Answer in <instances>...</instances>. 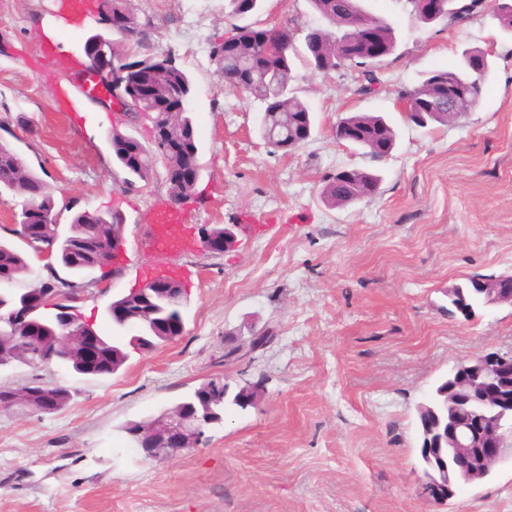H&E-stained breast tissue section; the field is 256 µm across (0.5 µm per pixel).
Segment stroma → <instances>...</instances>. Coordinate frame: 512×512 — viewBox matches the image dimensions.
Wrapping results in <instances>:
<instances>
[{
  "label": "stroma",
  "mask_w": 512,
  "mask_h": 512,
  "mask_svg": "<svg viewBox=\"0 0 512 512\" xmlns=\"http://www.w3.org/2000/svg\"><path fill=\"white\" fill-rule=\"evenodd\" d=\"M225 0H132L150 23L151 51L172 53L191 77L202 171L180 211L193 234L241 225L236 248L200 244L174 254L140 246V228L165 209L163 169L125 185L113 130L149 141V122L123 120L81 91L74 66L94 23L63 30L54 0H0V139L49 185L59 223L79 210L120 212L124 268L77 302L104 336L113 298L141 283L145 265L189 267L185 330L131 353L104 378L64 366H0V388L32 380L73 392L54 414H0V512H512V462L456 490L444 505L424 492L417 406L456 364L512 352V307L447 312L446 292L473 274L512 273V34L490 10L460 26L413 29L402 0H363L391 22L397 47L377 93L350 71L327 75L296 61L293 86L316 117L313 138L283 153L258 134L260 105L228 89L209 53L229 19ZM237 25L319 24L308 0H261ZM60 43L63 57L42 50ZM489 52L480 104L426 128L398 108V93L464 51ZM79 109L63 112L55 90ZM366 112L393 126L396 146L375 160L339 143V116ZM381 177L378 192L346 207L321 200L342 169ZM275 339L228 363L226 344ZM253 386V406L226 403L222 425L198 447L149 459L126 423L152 418L207 379Z\"/></svg>",
  "instance_id": "35a3bbf8"
}]
</instances>
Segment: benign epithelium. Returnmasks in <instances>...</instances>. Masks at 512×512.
Segmentation results:
<instances>
[{"mask_svg": "<svg viewBox=\"0 0 512 512\" xmlns=\"http://www.w3.org/2000/svg\"><path fill=\"white\" fill-rule=\"evenodd\" d=\"M454 2L456 0H415L413 16L428 22L446 18L451 23L461 10V7L454 6ZM93 10L101 31L90 35L84 43V54L100 89V94L93 97V101L124 112L130 118L137 105L155 101L151 71L142 65H131L127 61L117 63L112 59V36L127 32V10L112 4L111 0H97ZM336 19L348 31V37L332 44L336 58L346 62L385 58L387 48L380 29L366 22L363 14L338 9ZM253 31L266 56L280 55L291 47V44L279 40L271 28L255 26ZM432 86L434 92L431 97L414 96L408 100L410 113L419 121L431 114L435 104L445 95L448 96V111L442 116L448 118L453 117L460 103L472 95V88H460L457 75L451 71L446 75H435ZM17 223L30 226L57 223L54 201L50 199L26 208ZM30 233L32 229L29 228L21 240L35 246L40 257L46 260L44 268L53 267L58 259L55 242L43 238L35 240ZM236 243L237 236L231 228L224 229L222 238L212 237L207 232L202 235V247L211 254H223ZM104 258L102 269L110 268L112 273H117L122 265V241L115 240L112 255L106 254ZM471 279L480 308L512 306V274L473 275ZM177 283L174 276L147 280L121 300L112 301V325L120 329L152 318V314L143 309L144 299H167L178 292ZM59 303L60 297L53 290L43 292L36 303L27 294H12L8 299L3 297L0 299V332L11 335L21 347L36 355L41 353L46 336L59 334L65 338V343L59 353H50V359L76 352L81 369L91 372L102 338L88 323L67 331L77 322L75 309L63 308ZM227 390L225 382L213 379L207 388L208 396L199 405L189 408L177 406L149 424H139L132 433L136 446L148 458L170 457L197 447L205 430L221 423V418L212 410L210 400L227 396ZM447 395V431L440 432V421L433 418V410H424L428 421V456L434 459L439 472V476L428 478L424 491L434 501L448 500L456 489L479 481L490 467L512 460V354L485 351L456 365L448 372ZM445 447L462 461V466L452 476L442 455Z\"/></svg>", "mask_w": 512, "mask_h": 512, "instance_id": "1", "label": "benign epithelium"}]
</instances>
